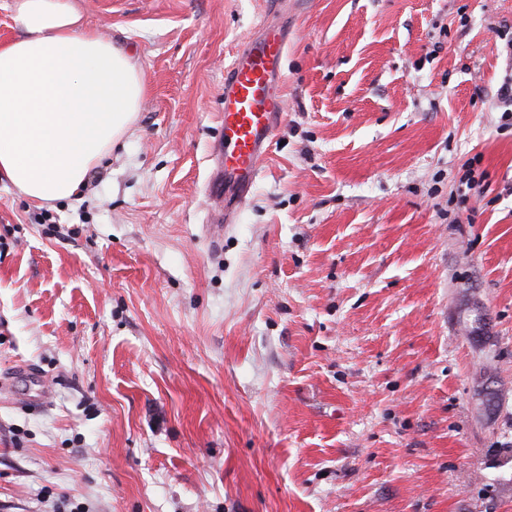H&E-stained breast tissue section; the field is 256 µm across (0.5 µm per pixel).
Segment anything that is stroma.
Listing matches in <instances>:
<instances>
[{
    "label": "stroma",
    "mask_w": 512,
    "mask_h": 512,
    "mask_svg": "<svg viewBox=\"0 0 512 512\" xmlns=\"http://www.w3.org/2000/svg\"><path fill=\"white\" fill-rule=\"evenodd\" d=\"M78 5L146 87L78 200L0 180V512H512V0ZM273 22L220 227L224 68ZM287 46L286 29L271 24L244 43L225 67L223 133L212 152L218 167L208 180L210 196L224 204L219 222L233 223L283 116L278 88Z\"/></svg>",
    "instance_id": "obj_1"
}]
</instances>
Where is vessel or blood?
<instances>
[{"label":"vessel or blood","instance_id":"1","mask_svg":"<svg viewBox=\"0 0 512 512\" xmlns=\"http://www.w3.org/2000/svg\"><path fill=\"white\" fill-rule=\"evenodd\" d=\"M287 46L286 29L269 25L244 43L225 69L222 136L213 149L218 166L208 180L225 223H232L255 184L283 115L278 88Z\"/></svg>","mask_w":512,"mask_h":512}]
</instances>
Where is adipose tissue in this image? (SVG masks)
<instances>
[{
  "label": "adipose tissue",
  "instance_id": "ef3b65f1",
  "mask_svg": "<svg viewBox=\"0 0 512 512\" xmlns=\"http://www.w3.org/2000/svg\"><path fill=\"white\" fill-rule=\"evenodd\" d=\"M0 45V174L41 205L73 198L135 125L141 65L76 0H12Z\"/></svg>",
  "mask_w": 512,
  "mask_h": 512
}]
</instances>
